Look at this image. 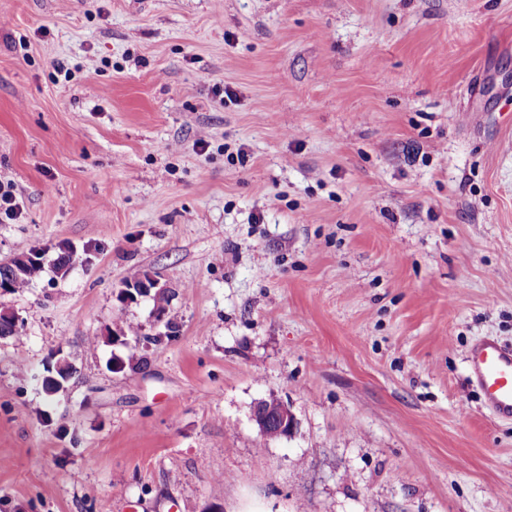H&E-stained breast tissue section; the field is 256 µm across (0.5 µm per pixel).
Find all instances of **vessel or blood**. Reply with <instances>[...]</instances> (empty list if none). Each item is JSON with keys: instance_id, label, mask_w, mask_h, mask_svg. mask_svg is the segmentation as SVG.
Masks as SVG:
<instances>
[{"instance_id": "vessel-or-blood-1", "label": "vessel or blood", "mask_w": 512, "mask_h": 512, "mask_svg": "<svg viewBox=\"0 0 512 512\" xmlns=\"http://www.w3.org/2000/svg\"><path fill=\"white\" fill-rule=\"evenodd\" d=\"M467 366L486 408L499 418L512 420V345L483 337L470 349Z\"/></svg>"}]
</instances>
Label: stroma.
I'll return each mask as SVG.
<instances>
[{
	"instance_id": "35a3bbf8",
	"label": "stroma",
	"mask_w": 512,
	"mask_h": 512,
	"mask_svg": "<svg viewBox=\"0 0 512 512\" xmlns=\"http://www.w3.org/2000/svg\"><path fill=\"white\" fill-rule=\"evenodd\" d=\"M0 181V512H512V0H0ZM161 288L157 280L148 276L140 281L124 283L121 291L126 298V303H130L137 301L138 297L145 296V294L149 295L153 289H156V292H158ZM467 366L485 407L499 418L512 420V345L483 337L470 349ZM252 420L261 436L267 438L289 437L298 426L291 409L278 399H263L256 403Z\"/></svg>"
}]
</instances>
